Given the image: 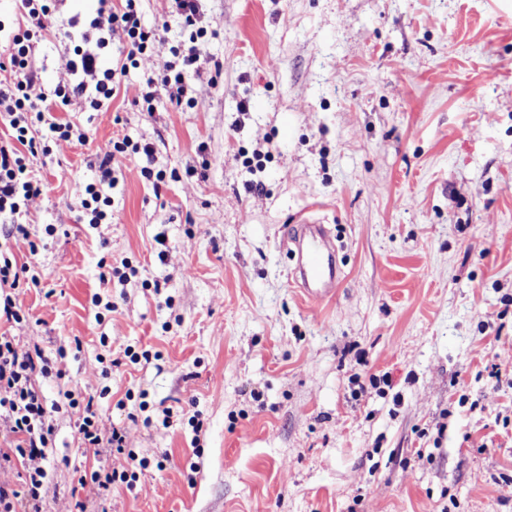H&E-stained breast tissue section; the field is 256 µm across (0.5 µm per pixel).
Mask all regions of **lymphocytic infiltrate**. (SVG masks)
<instances>
[{"label": "lymphocytic infiltrate", "instance_id": "1", "mask_svg": "<svg viewBox=\"0 0 512 512\" xmlns=\"http://www.w3.org/2000/svg\"><path fill=\"white\" fill-rule=\"evenodd\" d=\"M27 20L24 31L12 37L7 63L12 80L0 87V113L9 119L11 135L0 139V217L9 224V236L24 245L29 254H37L25 224L29 207L43 195L48 186L33 173L28 159L51 154L53 148L85 143L86 135L69 122H46L48 107L63 110L80 105L94 111L107 108L116 91L117 76L125 75L129 65L146 57L156 33L141 20L138 0H124L122 8L99 6L88 22L89 30L81 34V46L69 63L68 78L51 87L41 84L33 68L34 40L46 30L52 0H19ZM122 36L127 53L108 63L101 55L113 35ZM177 62L166 64L163 71L147 78L139 98L147 112H155L161 101L182 104L189 84L200 75L206 52L197 38H190L176 52ZM47 124L48 132L33 137L38 124ZM126 141H115L99 163L100 179L89 184H75L73 193L91 213L92 223L111 220L105 208L109 189L115 178L112 163L125 152ZM49 361L42 351L19 347L14 337L0 333V431L11 445L0 448V469L22 464L25 470L22 488L0 482V512H41L40 490L47 477L45 450L54 435L51 412L32 382L36 373H48ZM70 408L79 412L78 433L84 450L101 455L123 452L126 432L112 428L103 432L99 414L92 400L69 397Z\"/></svg>", "mask_w": 512, "mask_h": 512}]
</instances>
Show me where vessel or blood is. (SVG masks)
Instances as JSON below:
<instances>
[{
    "label": "vessel or blood",
    "instance_id": "1",
    "mask_svg": "<svg viewBox=\"0 0 512 512\" xmlns=\"http://www.w3.org/2000/svg\"><path fill=\"white\" fill-rule=\"evenodd\" d=\"M287 241L295 260L293 282L301 294L315 308L334 299L342 277L335 245L325 226L317 220L300 218Z\"/></svg>",
    "mask_w": 512,
    "mask_h": 512
}]
</instances>
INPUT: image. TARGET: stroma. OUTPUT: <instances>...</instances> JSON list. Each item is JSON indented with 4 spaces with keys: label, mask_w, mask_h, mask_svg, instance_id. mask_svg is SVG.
Returning <instances> with one entry per match:
<instances>
[{
    "label": "stroma",
    "mask_w": 512,
    "mask_h": 512,
    "mask_svg": "<svg viewBox=\"0 0 512 512\" xmlns=\"http://www.w3.org/2000/svg\"><path fill=\"white\" fill-rule=\"evenodd\" d=\"M97 7L55 0L44 85ZM140 10L156 40L109 108L50 112L89 141L32 160L37 255L0 228L41 274L9 332L53 368L42 512H512V0H201L198 105L154 113L191 30ZM123 137L162 188L126 152L91 223L71 188ZM306 213L343 271L316 315L283 242ZM70 391L126 429L133 486L79 487L127 459L81 453Z\"/></svg>",
    "instance_id": "obj_1"
}]
</instances>
